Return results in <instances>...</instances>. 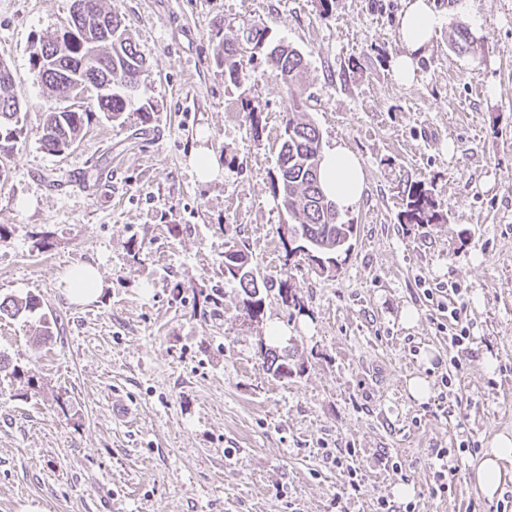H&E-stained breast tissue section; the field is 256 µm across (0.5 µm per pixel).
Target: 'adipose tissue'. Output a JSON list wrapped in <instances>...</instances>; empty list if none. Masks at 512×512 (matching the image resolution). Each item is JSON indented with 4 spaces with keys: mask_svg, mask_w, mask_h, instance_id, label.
<instances>
[{
    "mask_svg": "<svg viewBox=\"0 0 512 512\" xmlns=\"http://www.w3.org/2000/svg\"><path fill=\"white\" fill-rule=\"evenodd\" d=\"M440 17L430 0H403L400 23L403 53L392 61L398 82L408 86L417 77V59L430 44ZM321 181L339 209L354 207L364 187V174L358 156L344 145L327 150L321 162ZM475 484L486 499L498 497L507 479L512 478V435L497 434L474 468Z\"/></svg>",
    "mask_w": 512,
    "mask_h": 512,
    "instance_id": "ef3b65f1",
    "label": "adipose tissue"
}]
</instances>
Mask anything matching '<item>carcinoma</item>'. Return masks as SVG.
Returning <instances> with one entry per match:
<instances>
[{
    "label": "carcinoma",
    "mask_w": 512,
    "mask_h": 512,
    "mask_svg": "<svg viewBox=\"0 0 512 512\" xmlns=\"http://www.w3.org/2000/svg\"><path fill=\"white\" fill-rule=\"evenodd\" d=\"M85 17L70 12L62 33L34 45L30 57V76L53 100L45 111L40 140L50 152L60 154L71 149L80 139L90 113L76 103L84 86L112 85L95 96L103 116L111 121L122 118L138 87L144 61L122 18L106 10L101 0H78ZM475 39L467 29H459L451 40L452 48L466 54ZM257 58L279 79L285 90L287 118L281 134L277 172L272 178V192L293 220L290 224L305 259L320 272L336 268V255L347 252L356 225L342 217L336 202L323 191L319 179L321 133L306 118V102L297 94L296 86L307 69V60L296 49L269 39L268 28L251 27L237 41L218 44L216 64L224 68V76L233 83L244 75L245 62ZM16 81L10 64L0 58V143L15 142L20 137L23 106L13 92ZM403 220L407 224H433L438 220L434 202L421 183L411 184L406 193ZM224 264L241 273L228 271V280L238 284L242 293V310L259 314L270 291L261 279L245 244L234 243L224 251ZM41 309L38 298L6 297L0 301V317L27 318ZM53 336L51 321L41 315L34 329L35 345L40 347ZM268 370L276 378H288L303 370L290 354L279 355L268 348L261 351Z\"/></svg>",
    "instance_id": "1"
}]
</instances>
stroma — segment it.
<instances>
[{
  "label": "stroma",
  "instance_id": "stroma-1",
  "mask_svg": "<svg viewBox=\"0 0 512 512\" xmlns=\"http://www.w3.org/2000/svg\"><path fill=\"white\" fill-rule=\"evenodd\" d=\"M103 2L146 70L123 121L92 117L53 154L30 55L72 0H0V58L26 106L0 150V299L36 296L56 321L37 349L22 321L0 319V355L35 381L0 375V512H374L400 483L415 512H497L458 446L512 434V0H431L441 22L408 87L390 67L402 0ZM251 26L305 56L323 147L345 143L362 162L346 212L358 232L335 272L277 232L281 82L258 60L235 86L215 63L219 42ZM460 26L475 56L450 48ZM202 146L220 171L204 183L189 164ZM415 182L439 223H401ZM232 242L260 276L288 280L294 302L273 290L247 317L224 279ZM85 263L104 287L76 304L61 277ZM447 308L472 355L452 345ZM273 323L284 335L268 336ZM264 346L302 372L273 377ZM414 375L431 389L421 403L406 394ZM347 448L356 489L330 461ZM437 448L458 451L441 497Z\"/></svg>",
  "mask_w": 512,
  "mask_h": 512
}]
</instances>
